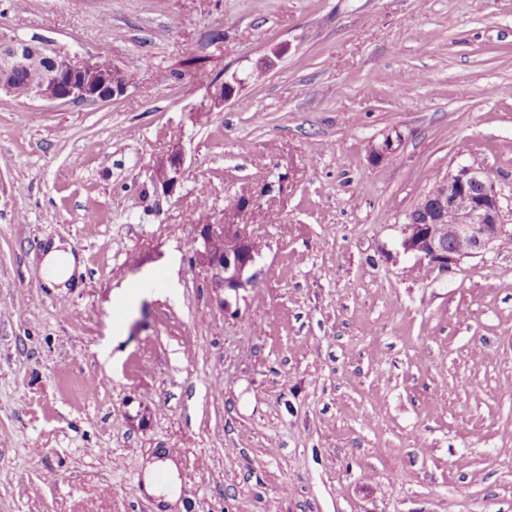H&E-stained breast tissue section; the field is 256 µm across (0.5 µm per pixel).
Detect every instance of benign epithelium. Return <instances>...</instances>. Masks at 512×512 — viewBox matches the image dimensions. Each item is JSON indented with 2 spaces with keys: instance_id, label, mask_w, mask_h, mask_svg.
<instances>
[{
  "instance_id": "obj_1",
  "label": "benign epithelium",
  "mask_w": 512,
  "mask_h": 512,
  "mask_svg": "<svg viewBox=\"0 0 512 512\" xmlns=\"http://www.w3.org/2000/svg\"><path fill=\"white\" fill-rule=\"evenodd\" d=\"M39 66L45 79L30 93V99L45 102L102 103L122 96L129 83L124 69H103L92 58H81L45 43L4 38L0 40V92L12 94L13 77L21 67ZM241 86L236 75L207 87L208 111L224 107ZM401 138L386 136L372 146L371 160L382 163L399 150ZM185 176L184 157L171 149L152 167L155 187L175 191ZM418 229H408L400 241L406 254L426 259L446 271L465 258L492 249L503 235L497 193L480 167L461 165L452 173L451 186L439 184L419 202ZM468 241L465 251L454 248L457 239ZM260 254L259 241L250 224L226 221L197 224L193 232L194 262L209 272V285L220 304L231 308L229 297L253 284L252 273Z\"/></svg>"
}]
</instances>
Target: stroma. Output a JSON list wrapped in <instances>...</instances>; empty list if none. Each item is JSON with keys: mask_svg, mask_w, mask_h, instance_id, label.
<instances>
[{"mask_svg": "<svg viewBox=\"0 0 512 512\" xmlns=\"http://www.w3.org/2000/svg\"><path fill=\"white\" fill-rule=\"evenodd\" d=\"M1 34L129 86L0 93V512H512V0H0ZM191 57L242 79L223 109ZM460 164L509 238L443 272L399 241ZM202 194L275 216L228 310L190 261ZM55 238L84 263L65 289L39 277ZM172 272L176 296L117 305ZM161 453L171 508L142 486ZM184 157L178 148H172L152 167V181L156 188L161 187L166 193H173L181 185L184 176ZM148 277L149 275L143 277V279L133 284L123 285L121 288H117V299L127 308L135 306L144 295L151 291L158 292L160 289H162V291L167 294L175 293L176 282L172 274L168 278L166 288H146L152 280ZM160 469L165 470L168 474L166 482H158L157 480V473ZM143 485L148 493L164 496L166 501L174 502L179 494L178 470L175 462L166 459L147 463L144 469Z\"/></svg>", "mask_w": 512, "mask_h": 512, "instance_id": "obj_1", "label": "stroma"}]
</instances>
